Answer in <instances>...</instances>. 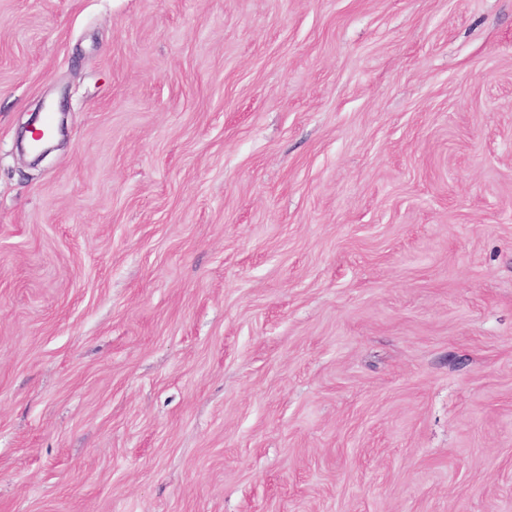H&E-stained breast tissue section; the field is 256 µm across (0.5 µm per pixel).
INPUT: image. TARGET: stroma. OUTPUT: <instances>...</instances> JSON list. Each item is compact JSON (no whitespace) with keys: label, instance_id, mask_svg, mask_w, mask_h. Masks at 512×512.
<instances>
[{"label":"stroma","instance_id":"obj_1","mask_svg":"<svg viewBox=\"0 0 512 512\" xmlns=\"http://www.w3.org/2000/svg\"><path fill=\"white\" fill-rule=\"evenodd\" d=\"M0 512H512V0H0Z\"/></svg>","mask_w":512,"mask_h":512}]
</instances>
